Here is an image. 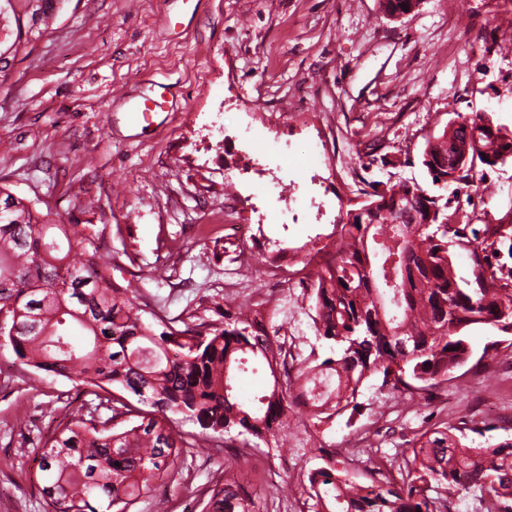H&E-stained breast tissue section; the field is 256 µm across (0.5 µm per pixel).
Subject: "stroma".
<instances>
[{
  "label": "stroma",
  "mask_w": 512,
  "mask_h": 512,
  "mask_svg": "<svg viewBox=\"0 0 512 512\" xmlns=\"http://www.w3.org/2000/svg\"><path fill=\"white\" fill-rule=\"evenodd\" d=\"M512 0H425L399 20L379 0H66L55 29L0 82V186L95 224L117 258L112 276L161 315L218 320L224 308L269 289L233 251L300 263L332 240L349 206L375 182L430 187L427 138L456 114L494 113L512 129ZM169 111L135 126L128 108L153 84ZM292 113L283 121L282 113ZM281 153L257 172L254 149ZM321 156H311L312 147ZM303 169L294 177L282 152ZM473 228H512V160L462 190ZM306 195L305 221L264 226L273 209ZM89 201L98 213H83ZM253 226V237L212 242L202 224ZM309 291L294 287L288 311L304 324L298 360L325 351L308 317ZM468 363L441 388L414 395L369 381L352 417L321 427L323 446L356 443V474L398 477L425 432L467 424L478 447L512 440V334L478 325ZM80 407L72 383L33 373L0 340V512H48L32 450L56 425L58 399ZM237 437L187 449L171 482H157L130 512H202L207 490L233 476ZM282 456L254 449L248 477L260 512H301Z\"/></svg>",
  "instance_id": "35a3bbf8"
}]
</instances>
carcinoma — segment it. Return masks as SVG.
I'll return each instance as SVG.
<instances>
[{"instance_id": "cac0c4a2", "label": "carcinoma", "mask_w": 512, "mask_h": 512, "mask_svg": "<svg viewBox=\"0 0 512 512\" xmlns=\"http://www.w3.org/2000/svg\"><path fill=\"white\" fill-rule=\"evenodd\" d=\"M63 0H0V77L29 55L55 24ZM492 114L458 116L425 142L422 165L432 185L448 189V158L469 150V184L512 158V135L495 136ZM15 206L0 217V313L20 364L68 379L91 396L64 416L34 449L42 493L52 512H128L153 483L171 479L192 447L177 423L192 421L209 438L236 434L284 447L282 429L295 406L318 428L356 411L368 379L410 393L436 389L465 365L468 330L512 326V270L495 250L452 228L460 209L413 182L374 188L363 214L349 209L336 225V252L304 261L321 361L277 374L279 329L252 310H224V322L167 320L112 277L91 224H59L0 187ZM469 253L471 278L457 275L448 241ZM267 364L272 382L242 397L236 373ZM453 426L422 434L400 468L401 483L370 472L359 482L348 464L320 447L324 465L302 486L307 512H443L475 496L512 512V442L473 448ZM202 512H258L237 483L208 490Z\"/></svg>"}]
</instances>
